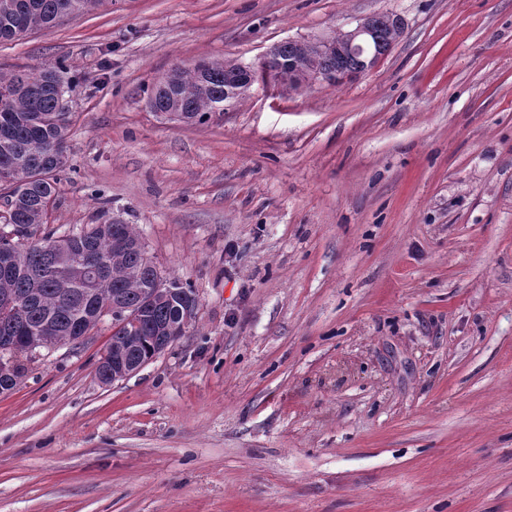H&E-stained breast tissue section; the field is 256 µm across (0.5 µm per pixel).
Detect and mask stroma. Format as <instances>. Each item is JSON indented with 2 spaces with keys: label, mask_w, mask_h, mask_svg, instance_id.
Returning a JSON list of instances; mask_svg holds the SVG:
<instances>
[{
  "label": "stroma",
  "mask_w": 512,
  "mask_h": 512,
  "mask_svg": "<svg viewBox=\"0 0 512 512\" xmlns=\"http://www.w3.org/2000/svg\"><path fill=\"white\" fill-rule=\"evenodd\" d=\"M382 13L402 37L340 83L148 105L174 66ZM60 59L50 228L135 225L199 307L110 385L107 321L24 358L0 512H512V0H105L0 44Z\"/></svg>",
  "instance_id": "1"
}]
</instances>
